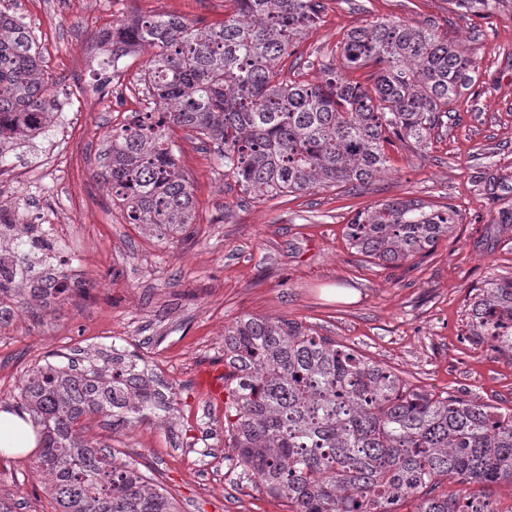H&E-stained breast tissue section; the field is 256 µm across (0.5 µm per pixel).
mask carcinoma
I'll return each mask as SVG.
<instances>
[{
  "mask_svg": "<svg viewBox=\"0 0 512 512\" xmlns=\"http://www.w3.org/2000/svg\"><path fill=\"white\" fill-rule=\"evenodd\" d=\"M231 15L199 28L174 15L131 14L103 34L128 54L149 58L138 92L148 106L108 132L112 203L144 233L174 239L194 223L190 186L168 130L176 125L214 149L242 198L273 200L294 192L355 186L388 170L386 146L428 144L448 124V105L466 86L472 61L431 27L378 22L350 31L340 61L319 64L294 47L319 24L321 0H230ZM484 15L503 0H450ZM294 57L293 77L277 67ZM379 66L371 87L348 81L345 68ZM319 66V83L299 70ZM56 82L43 70L35 41L0 11V159L51 126ZM456 208L428 210L394 200L357 213L345 225L351 248L385 266L425 255L458 223ZM40 239L21 236L0 252L2 315L21 307L14 265L30 271L41 293L63 298L65 269L40 274ZM469 343L512 359V277L476 289ZM226 432L234 467L259 476L265 492L293 512H496L483 494H438L450 483L512 486V411L411 387L297 322L244 316L224 328ZM146 358L112 348L87 361L70 357L29 368L14 412L29 415L39 441L37 464L54 475L57 512H176L128 462L75 433L100 416L123 430L176 400L157 389Z\"/></svg>",
  "mask_w": 512,
  "mask_h": 512,
  "instance_id": "carcinoma-1",
  "label": "carcinoma"
}]
</instances>
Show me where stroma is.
Listing matches in <instances>:
<instances>
[{
    "label": "stroma",
    "mask_w": 512,
    "mask_h": 512,
    "mask_svg": "<svg viewBox=\"0 0 512 512\" xmlns=\"http://www.w3.org/2000/svg\"><path fill=\"white\" fill-rule=\"evenodd\" d=\"M322 4L298 52L331 54L349 30L377 21L429 24L453 40L474 67L472 83L449 106L447 128L429 145L388 148L389 170L357 189L246 205L214 153L173 128L195 218L169 244L141 234L97 189L108 130L145 103L128 91L101 94L99 66L80 55L115 16L169 14L205 27L223 21L228 0H0L31 31L67 103L62 172L41 171L32 189L25 171L6 162L0 205L59 225L71 241L89 234L99 242L81 261L86 290L55 300L47 313L26 304L0 328V408L17 405L21 376L52 354H108L116 346L140 353L177 394L168 426L149 417L134 433H115L86 417L78 427L139 467L176 512L292 510L231 465L224 402L207 384L224 378L217 327L246 315L298 322L427 392L512 410V361L462 339L471 289L512 277V223L502 221L512 211V0L483 17L464 15L450 0ZM403 199L435 210L454 205L453 233L410 268L378 265L347 245L344 227L357 212ZM34 459L0 454V512H56Z\"/></svg>",
    "instance_id": "1"
}]
</instances>
